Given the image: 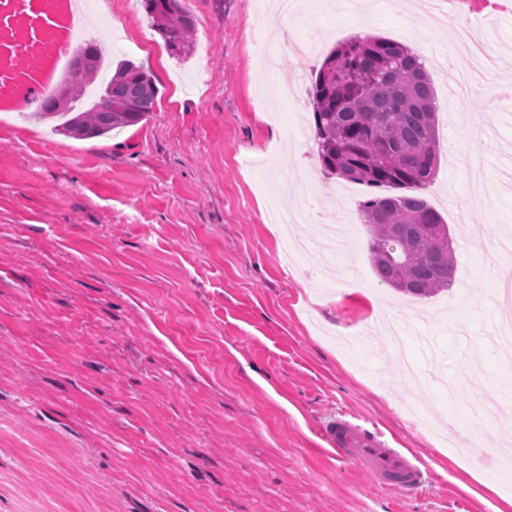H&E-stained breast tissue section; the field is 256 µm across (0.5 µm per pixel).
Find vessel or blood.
Masks as SVG:
<instances>
[{"mask_svg":"<svg viewBox=\"0 0 512 512\" xmlns=\"http://www.w3.org/2000/svg\"><path fill=\"white\" fill-rule=\"evenodd\" d=\"M74 8V0H0V104L21 89L37 101L48 93L63 58L62 42L75 24ZM21 45L28 47L35 67L21 64ZM318 436L338 459L379 485L414 490L429 478L415 454L395 447L384 433L349 413L328 416Z\"/></svg>","mask_w":512,"mask_h":512,"instance_id":"1","label":"vessel or blood"}]
</instances>
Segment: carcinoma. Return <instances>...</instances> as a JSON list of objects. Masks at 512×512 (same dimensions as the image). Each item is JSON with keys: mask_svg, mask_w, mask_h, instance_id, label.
<instances>
[{"mask_svg": "<svg viewBox=\"0 0 512 512\" xmlns=\"http://www.w3.org/2000/svg\"><path fill=\"white\" fill-rule=\"evenodd\" d=\"M146 14L169 47L184 49L192 20L181 0H143ZM92 62L72 67L67 104L53 98L38 112L63 119L59 131L75 138L110 134L146 120L157 87L132 61L116 67L91 108L71 115L100 73L104 57L91 43ZM310 99L314 138L322 169L345 181L391 187L399 194L373 196L360 213L369 233V261L382 283L424 298L449 288L456 259L441 214L423 196L439 161L433 86L420 56L404 44L382 38H350L334 48L314 76Z\"/></svg>", "mask_w": 512, "mask_h": 512, "instance_id": "cac0c4a2", "label": "carcinoma"}]
</instances>
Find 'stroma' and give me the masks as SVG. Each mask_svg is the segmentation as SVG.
Here are the masks:
<instances>
[{"label":"stroma","instance_id":"stroma-1","mask_svg":"<svg viewBox=\"0 0 512 512\" xmlns=\"http://www.w3.org/2000/svg\"><path fill=\"white\" fill-rule=\"evenodd\" d=\"M297 2L287 19L262 0H182L194 36L179 54L141 0H89L80 42L144 67L149 119L78 140L0 112V512H512L494 454L512 446V364L484 351L498 322L487 243L512 235V100L497 96L512 85V0ZM461 24L479 27L496 72L451 110L472 68L451 42ZM364 35L408 45L432 80L440 162L423 194L456 273L429 298L379 282L358 211L368 187L345 191L291 134L314 132L315 71ZM298 38L313 51H289ZM284 83L298 101L278 97ZM473 151L492 205L464 234ZM299 197L306 223H268ZM386 317L423 390L390 357ZM335 411L420 455L431 480L380 486L325 452L316 430Z\"/></svg>","mask_w":512,"mask_h":512}]
</instances>
